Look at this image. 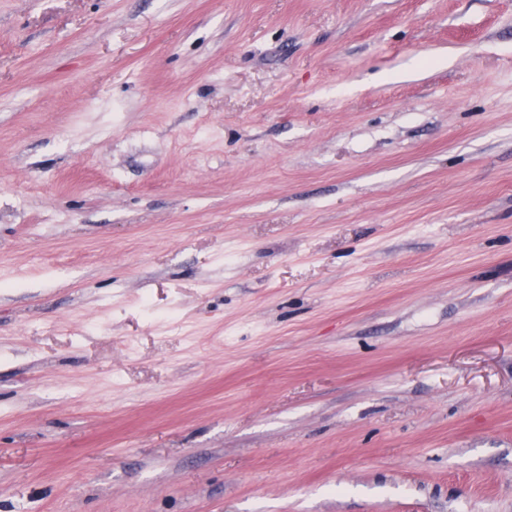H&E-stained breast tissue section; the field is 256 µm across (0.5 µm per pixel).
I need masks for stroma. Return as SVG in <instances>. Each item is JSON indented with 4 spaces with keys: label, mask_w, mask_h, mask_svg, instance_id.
<instances>
[{
    "label": "stroma",
    "mask_w": 512,
    "mask_h": 512,
    "mask_svg": "<svg viewBox=\"0 0 512 512\" xmlns=\"http://www.w3.org/2000/svg\"><path fill=\"white\" fill-rule=\"evenodd\" d=\"M0 512H512V0H0Z\"/></svg>",
    "instance_id": "stroma-1"
}]
</instances>
